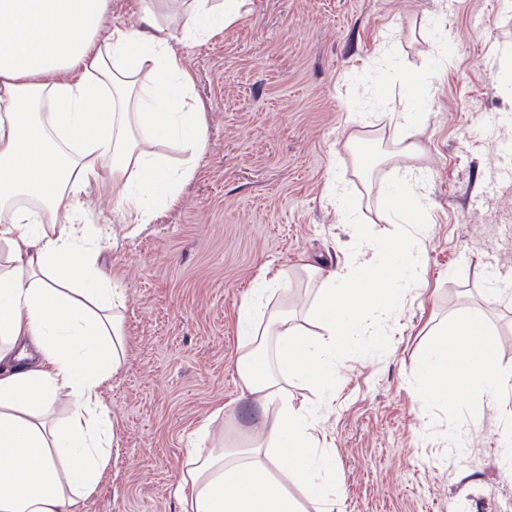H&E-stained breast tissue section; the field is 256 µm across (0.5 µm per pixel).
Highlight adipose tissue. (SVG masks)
I'll list each match as a JSON object with an SVG mask.
<instances>
[{
  "label": "adipose tissue",
  "instance_id": "adipose-tissue-1",
  "mask_svg": "<svg viewBox=\"0 0 512 512\" xmlns=\"http://www.w3.org/2000/svg\"><path fill=\"white\" fill-rule=\"evenodd\" d=\"M111 0H0V512H78L112 462L104 393L124 362V295L100 262L84 206L107 182L131 232L176 204L206 148L194 74L172 47L205 42L249 0H143L141 29L108 24ZM174 141L189 160L154 152ZM407 238L364 242L333 271L309 265L311 325L239 307V386L271 427L245 448L210 449L181 472L182 512H336L335 459L321 406L343 359L387 345L411 293ZM318 403H288L289 380ZM423 409L462 410L512 391V368L481 314L449 317L422 353Z\"/></svg>",
  "mask_w": 512,
  "mask_h": 512
}]
</instances>
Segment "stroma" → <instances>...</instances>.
Instances as JSON below:
<instances>
[{
	"label": "stroma",
	"mask_w": 512,
	"mask_h": 512,
	"mask_svg": "<svg viewBox=\"0 0 512 512\" xmlns=\"http://www.w3.org/2000/svg\"><path fill=\"white\" fill-rule=\"evenodd\" d=\"M454 45L447 55L446 45ZM195 77L207 150L181 200L127 235L111 185L93 191L90 221L113 227L100 259L126 296V359L105 394L112 467L80 512H180L174 494L198 435L239 442L261 422L238 387L237 310L261 268L313 301L302 267L343 264L359 239L383 243L403 224L425 228L417 282L388 346L344 359L326 411L343 512H512L500 464L512 392L473 404L460 452L445 432L457 415L423 412L409 391L416 359L453 312H480L512 367V96L500 83L512 52V0H251L208 41L177 45ZM428 76L433 96L406 128L401 74ZM357 112L361 125L349 121ZM369 142L360 175L347 145ZM421 142L425 212L385 210L399 186L402 134ZM346 189L353 224L328 201ZM493 291L483 299V288Z\"/></svg>",
	"instance_id": "35a3bbf8"
}]
</instances>
